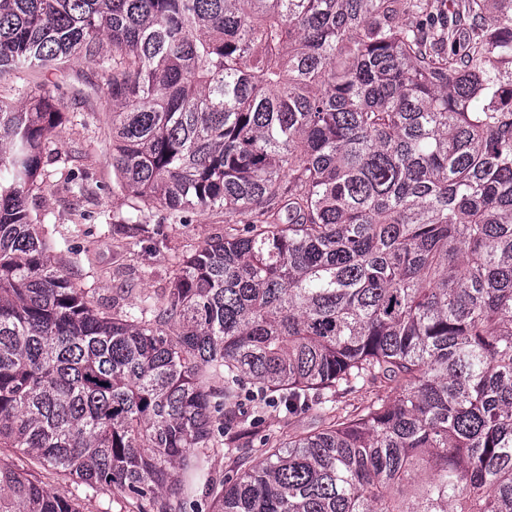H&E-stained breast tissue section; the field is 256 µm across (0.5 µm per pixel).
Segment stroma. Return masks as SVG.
Masks as SVG:
<instances>
[{
    "label": "stroma",
    "mask_w": 512,
    "mask_h": 512,
    "mask_svg": "<svg viewBox=\"0 0 512 512\" xmlns=\"http://www.w3.org/2000/svg\"><path fill=\"white\" fill-rule=\"evenodd\" d=\"M101 81V69L85 60L71 63L60 79L65 115L47 143L30 208L52 262L76 287L92 289L108 310L126 288L136 295L162 294L171 285L177 256L222 235L225 224L220 209L189 212L183 224L166 222L158 208L133 211L112 171V103L90 91ZM74 173L81 176V186L71 182ZM317 426L316 411L291 415L266 406L251 429L250 447L238 448L233 457L212 456V472L219 477L232 473L240 456L258 462L267 444Z\"/></svg>",
    "instance_id": "35a3bbf8"
}]
</instances>
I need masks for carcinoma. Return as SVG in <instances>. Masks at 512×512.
Returning <instances> with one entry per match:
<instances>
[{
	"mask_svg": "<svg viewBox=\"0 0 512 512\" xmlns=\"http://www.w3.org/2000/svg\"><path fill=\"white\" fill-rule=\"evenodd\" d=\"M72 58L135 210L227 227L102 309L29 210L63 99L0 105V448L139 512H512V0H0V78ZM249 384L323 424L216 477ZM0 512L79 510L0 461Z\"/></svg>",
	"mask_w": 512,
	"mask_h": 512,
	"instance_id": "1",
	"label": "carcinoma"
}]
</instances>
